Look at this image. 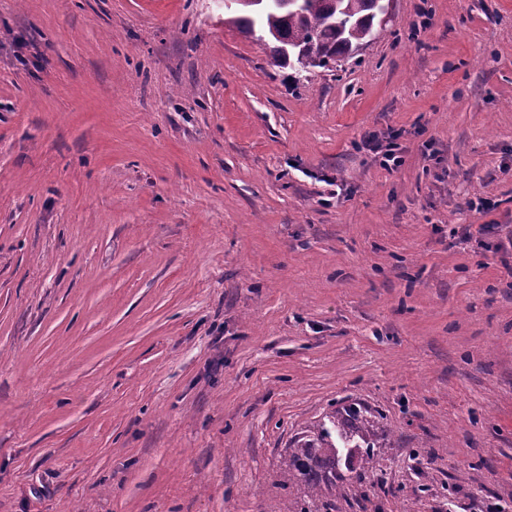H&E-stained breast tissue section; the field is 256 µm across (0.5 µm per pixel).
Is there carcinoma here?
<instances>
[{
  "mask_svg": "<svg viewBox=\"0 0 512 512\" xmlns=\"http://www.w3.org/2000/svg\"><path fill=\"white\" fill-rule=\"evenodd\" d=\"M372 0H305L302 13L285 15L267 11L258 16L250 9L227 17L241 33L269 48L272 67H290L297 73L325 68L351 57L355 49L375 34ZM338 435L357 453L359 471L354 491L364 493L367 478L378 476V440L387 437L380 420L356 409L331 414ZM352 466L341 462L329 429L320 427L299 439L281 463L279 484L303 491L299 512H330L336 496L337 469Z\"/></svg>",
  "mask_w": 512,
  "mask_h": 512,
  "instance_id": "cac0c4a2",
  "label": "carcinoma"
}]
</instances>
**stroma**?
Instances as JSON below:
<instances>
[{
	"label": "stroma",
	"mask_w": 512,
	"mask_h": 512,
	"mask_svg": "<svg viewBox=\"0 0 512 512\" xmlns=\"http://www.w3.org/2000/svg\"><path fill=\"white\" fill-rule=\"evenodd\" d=\"M224 17L0 0V512H295L352 404L383 475L334 512H512V0L300 78ZM395 140V138L390 137L386 138L384 141L372 135L364 139L363 147L375 155H381V162L384 167H398L401 162V156L397 155L399 144L394 142ZM384 142H386V144H384ZM288 449L280 468L279 484L303 490L299 512H329V500L336 498L337 469L341 458L329 429L310 430ZM340 489V488H339Z\"/></svg>",
	"instance_id": "obj_1"
}]
</instances>
